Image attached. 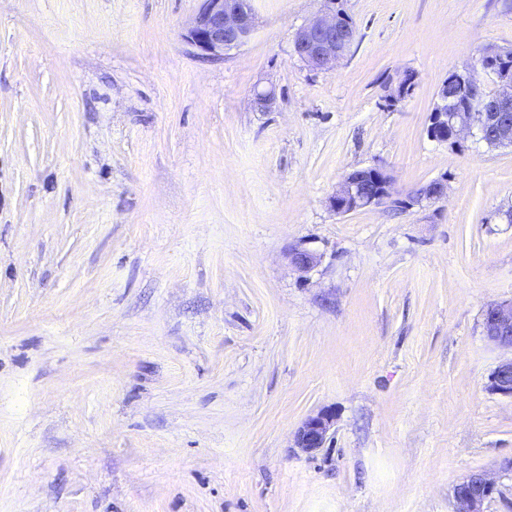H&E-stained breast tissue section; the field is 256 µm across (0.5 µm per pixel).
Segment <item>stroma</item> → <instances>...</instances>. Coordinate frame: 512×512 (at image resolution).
Masks as SVG:
<instances>
[{
  "label": "stroma",
  "instance_id": "stroma-1",
  "mask_svg": "<svg viewBox=\"0 0 512 512\" xmlns=\"http://www.w3.org/2000/svg\"><path fill=\"white\" fill-rule=\"evenodd\" d=\"M340 2L325 72L293 53L322 0H252L216 60L183 38L199 0H0V512H456L474 472L512 512V350L483 328L512 147L427 135L512 0ZM370 166L448 194L333 212ZM322 410L332 444L296 448ZM289 259L293 267L301 273H308L321 262L320 254L300 246L291 249ZM490 388L496 393L512 397V358L498 364L491 374Z\"/></svg>",
  "mask_w": 512,
  "mask_h": 512
}]
</instances>
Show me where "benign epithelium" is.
I'll list each match as a JSON object with an SVG mask.
<instances>
[{
	"mask_svg": "<svg viewBox=\"0 0 512 512\" xmlns=\"http://www.w3.org/2000/svg\"><path fill=\"white\" fill-rule=\"evenodd\" d=\"M200 8L184 39L199 54L222 58L245 45L255 28V14L250 0H200ZM353 32L345 16L336 10V0H326L324 8L297 30L294 54L315 70L331 71L345 56ZM494 94L484 92L471 64L458 66L440 85L427 129L432 139L460 144L465 137L478 133L488 147L512 146V77L498 78ZM414 87V75L405 74L388 86L387 102L395 106L404 101ZM447 194V179H433L404 198L396 196L392 177L380 167L353 169L345 174L331 196L330 208L338 215L369 207L398 204L406 209L422 201H440ZM289 259L294 268L307 273L321 262V255L296 246ZM484 331L494 344L512 349V302L493 303L483 314ZM490 388L512 397V359L498 364L490 377ZM334 415L321 410L308 416L295 432L296 447L313 453L332 440ZM495 491V481L483 472L467 476L454 488L457 512H484L485 502Z\"/></svg>",
	"mask_w": 512,
	"mask_h": 512,
	"instance_id": "benign-epithelium-1",
	"label": "benign epithelium"
}]
</instances>
